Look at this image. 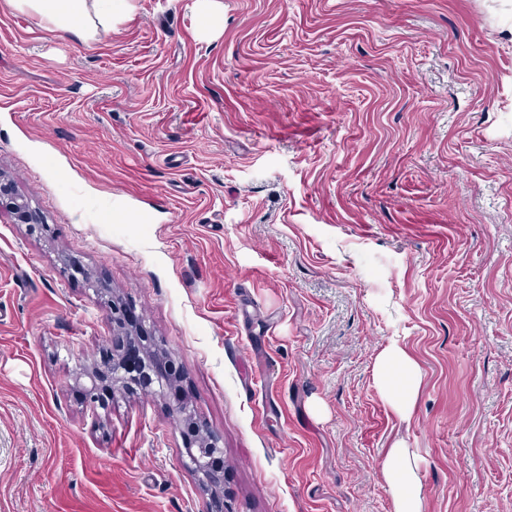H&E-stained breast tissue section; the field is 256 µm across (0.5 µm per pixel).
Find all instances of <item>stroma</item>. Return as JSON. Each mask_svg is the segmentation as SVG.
<instances>
[{"label": "stroma", "instance_id": "obj_1", "mask_svg": "<svg viewBox=\"0 0 512 512\" xmlns=\"http://www.w3.org/2000/svg\"><path fill=\"white\" fill-rule=\"evenodd\" d=\"M0 0V512H210L163 398L73 380L131 307L224 448V512H512V0ZM82 265L70 275L60 258ZM401 341L421 393L383 401ZM35 10L57 31L67 33L84 42L94 40L99 27L108 29L112 19L125 16V0H106L107 8L96 13L94 18L87 7V0H15ZM194 9L197 13L200 29L207 33L216 25V17L220 14L218 0H194ZM7 210L16 224L36 226L44 224L36 210L17 195L9 181H5L0 172V215ZM375 379L386 404L406 417L420 394L421 376L417 361L400 341L390 340L377 354ZM382 476L392 499L393 512H423L418 456L410 448L399 442L390 448Z\"/></svg>", "mask_w": 512, "mask_h": 512}]
</instances>
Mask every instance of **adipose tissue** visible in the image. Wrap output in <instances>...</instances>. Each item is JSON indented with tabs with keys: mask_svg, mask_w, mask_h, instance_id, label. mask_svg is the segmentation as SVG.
I'll return each instance as SVG.
<instances>
[{
	"mask_svg": "<svg viewBox=\"0 0 512 512\" xmlns=\"http://www.w3.org/2000/svg\"><path fill=\"white\" fill-rule=\"evenodd\" d=\"M46 19L56 30L82 41L94 40L100 29L110 28L113 20L124 17L126 0H112L97 14H90L88 0H20ZM377 386L391 410L406 417L420 394L421 376L417 361L405 345L390 340L375 360ZM382 476L389 490L393 512H422V483L418 457L403 444L389 450L382 466Z\"/></svg>",
	"mask_w": 512,
	"mask_h": 512,
	"instance_id": "adipose-tissue-1",
	"label": "adipose tissue"
}]
</instances>
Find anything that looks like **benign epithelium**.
<instances>
[{
    "mask_svg": "<svg viewBox=\"0 0 512 512\" xmlns=\"http://www.w3.org/2000/svg\"><path fill=\"white\" fill-rule=\"evenodd\" d=\"M6 210L17 224H42L36 210L17 195L12 185L0 175V212ZM109 356L100 363L85 366L75 375L87 398L93 404L100 402V392L122 388L155 394L166 384L178 382L182 368L171 360L156 362L164 356L156 339L138 327L129 309L112 303V339ZM172 416L184 437L187 456L193 470L205 480L215 509L224 512V448L222 437L203 425L192 400L173 393L170 406Z\"/></svg>",
    "mask_w": 512,
    "mask_h": 512,
    "instance_id": "obj_1",
    "label": "benign epithelium"
}]
</instances>
